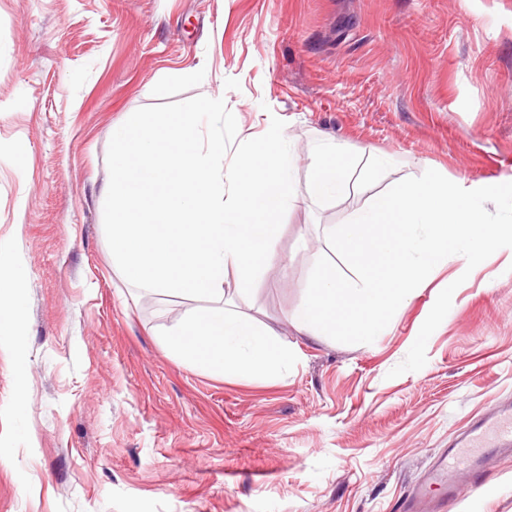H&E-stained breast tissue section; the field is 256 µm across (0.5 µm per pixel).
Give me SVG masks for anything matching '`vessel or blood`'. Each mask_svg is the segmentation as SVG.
Wrapping results in <instances>:
<instances>
[{
	"mask_svg": "<svg viewBox=\"0 0 512 512\" xmlns=\"http://www.w3.org/2000/svg\"><path fill=\"white\" fill-rule=\"evenodd\" d=\"M512 452V403L490 407L438 457L423 483L411 491L413 512H444L461 487H482L489 453Z\"/></svg>",
	"mask_w": 512,
	"mask_h": 512,
	"instance_id": "1",
	"label": "vessel or blood"
}]
</instances>
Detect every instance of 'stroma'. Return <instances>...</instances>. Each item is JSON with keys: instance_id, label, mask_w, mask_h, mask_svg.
Segmentation results:
<instances>
[{"instance_id": "35a3bbf8", "label": "stroma", "mask_w": 512, "mask_h": 512, "mask_svg": "<svg viewBox=\"0 0 512 512\" xmlns=\"http://www.w3.org/2000/svg\"><path fill=\"white\" fill-rule=\"evenodd\" d=\"M223 98L238 138L285 123L294 194L277 264L230 308L298 358L239 381L188 367L160 332L205 307L112 265L101 186L136 110ZM348 166L391 154L449 180L512 182V0H0V241L25 286L0 340V512H404L440 452L512 401V248L458 282L444 265L370 344L292 323L325 230L399 182L327 199L318 141ZM427 364L390 377L442 289ZM448 512H512V455Z\"/></svg>"}]
</instances>
